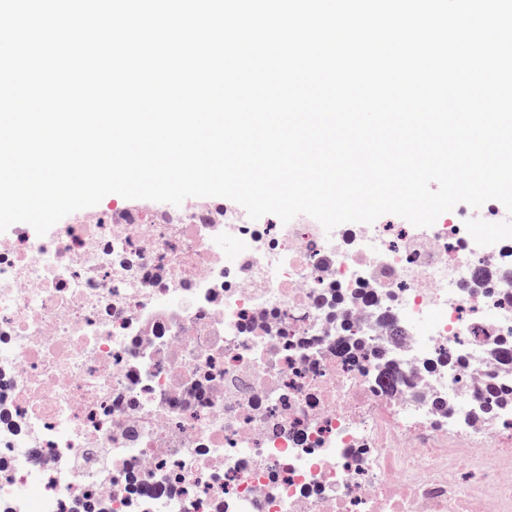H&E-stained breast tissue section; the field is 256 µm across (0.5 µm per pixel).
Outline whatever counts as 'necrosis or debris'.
Instances as JSON below:
<instances>
[{
    "label": "necrosis or debris",
    "mask_w": 512,
    "mask_h": 512,
    "mask_svg": "<svg viewBox=\"0 0 512 512\" xmlns=\"http://www.w3.org/2000/svg\"><path fill=\"white\" fill-rule=\"evenodd\" d=\"M511 342L512 240L443 220L15 224L0 512H512Z\"/></svg>",
    "instance_id": "4bbe7bcc"
}]
</instances>
